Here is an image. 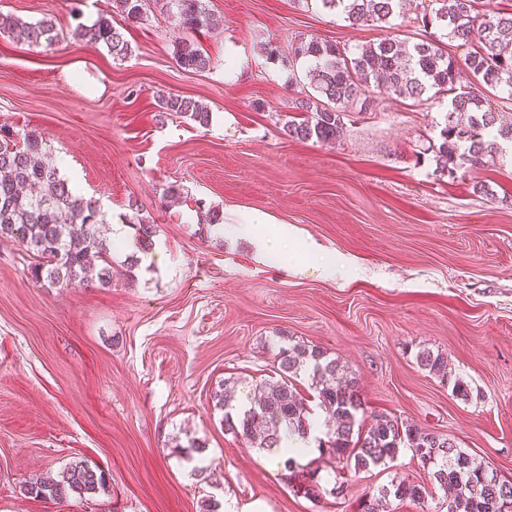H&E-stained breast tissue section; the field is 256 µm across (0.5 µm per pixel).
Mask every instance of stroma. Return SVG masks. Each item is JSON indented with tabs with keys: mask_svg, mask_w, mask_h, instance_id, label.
Masks as SVG:
<instances>
[{
	"mask_svg": "<svg viewBox=\"0 0 512 512\" xmlns=\"http://www.w3.org/2000/svg\"><path fill=\"white\" fill-rule=\"evenodd\" d=\"M203 3L216 25L198 44L212 67L188 71L171 14L128 25L113 0H0V12L52 16L62 31L49 47L0 34V124L45 132L61 173L106 212L104 234L126 226L108 288L36 284L20 247L0 239V512H199L205 499L236 512H358L393 478L428 483L406 448L361 471L319 455L322 479L344 492L310 498L225 432L211 389L232 377L242 399L275 379L286 341L347 367L366 416L447 435L512 480V155L442 170L432 145L443 98L380 94L335 143L289 138L292 48H358L385 29L297 0ZM102 16L124 27L127 58L75 38ZM161 91L207 107L210 124L160 115ZM169 187L184 201L167 203ZM201 206L270 214L287 225L289 252H262L231 226L215 233ZM139 215L156 229L144 252ZM314 248L336 271L311 263ZM422 349L447 357L469 399L417 365ZM76 463L103 487L60 502L28 494Z\"/></svg>",
	"mask_w": 512,
	"mask_h": 512,
	"instance_id": "35a3bbf8",
	"label": "stroma"
}]
</instances>
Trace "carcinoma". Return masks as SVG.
<instances>
[{
  "label": "carcinoma",
  "mask_w": 512,
  "mask_h": 512,
  "mask_svg": "<svg viewBox=\"0 0 512 512\" xmlns=\"http://www.w3.org/2000/svg\"><path fill=\"white\" fill-rule=\"evenodd\" d=\"M154 2L162 11L175 12L188 33H200L213 25L202 0ZM303 2L335 12L352 25L390 29L392 20L401 13L403 0ZM113 3L125 20H143L144 0ZM479 4L480 0H421L422 27H437L442 34L432 33L416 41L391 34L355 51L315 39L299 43L294 57L304 63L303 97L297 105L300 116L283 125L285 134L297 140L335 142L343 135L347 109L368 110L375 99L374 90L383 86L399 98L418 103L433 90L450 96L441 142L435 146L438 160L450 175L465 165H481L486 157L512 146V123H503L498 113L487 108L485 96V91L502 84L512 86V14L481 11ZM2 33L47 46L60 36L51 17L27 23L0 13ZM475 34L481 46L471 49ZM74 36L93 49H106L117 60L131 52L122 29L108 17L78 27ZM447 39L467 48L464 62L447 51ZM174 54L177 64L186 70L203 71L210 66V58L189 38L176 43ZM462 64L479 87L465 91L457 86ZM157 107L163 114H177L201 126L210 120L207 108L179 94L158 95ZM50 148L43 132L30 130L21 135L0 124V237L14 239L33 259L30 274L37 283L67 288L95 281L109 287L112 240L97 232V225L107 222L106 215L97 201L78 194L59 167L47 160ZM137 232L140 247L150 248L154 225L140 217ZM416 360L423 369L448 381L455 396L469 399L470 385L460 377L448 376L443 354L423 349ZM275 363L280 379L261 385L259 398L241 404L236 398V380L227 378L211 391V399L224 408L226 430L251 447L288 449L291 456L282 461L284 476L301 479L305 495L315 499L326 493L337 496L344 486L325 488L318 468L298 461L305 451L293 446V440L306 437L311 415L310 406L295 387L294 380L301 376L316 393L318 407L332 419L326 440L318 444L321 454L359 471L384 465L400 449L408 448L422 467L430 470L431 484L450 492L447 512H512V481L457 448L448 437L386 413L377 414L374 423L364 426L365 408L357 378L320 347L287 344L279 350ZM101 486L102 477L95 470L77 463L58 480L31 484L28 492L61 501ZM427 495L425 486L403 478L363 498L359 509L385 512L391 497L419 503Z\"/></svg>",
  "instance_id": "obj_1"
}]
</instances>
